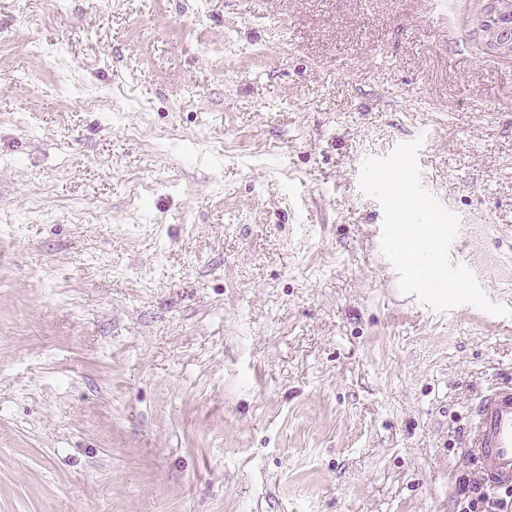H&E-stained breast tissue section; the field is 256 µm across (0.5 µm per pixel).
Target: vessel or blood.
Segmentation results:
<instances>
[{"instance_id": "b4317fda", "label": "vessel or blood", "mask_w": 512, "mask_h": 512, "mask_svg": "<svg viewBox=\"0 0 512 512\" xmlns=\"http://www.w3.org/2000/svg\"><path fill=\"white\" fill-rule=\"evenodd\" d=\"M468 458L482 480L493 487L512 488V386L484 395L475 409Z\"/></svg>"}]
</instances>
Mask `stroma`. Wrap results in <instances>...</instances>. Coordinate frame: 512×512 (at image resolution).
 I'll use <instances>...</instances> for the list:
<instances>
[{"label":"stroma","mask_w":512,"mask_h":512,"mask_svg":"<svg viewBox=\"0 0 512 512\" xmlns=\"http://www.w3.org/2000/svg\"><path fill=\"white\" fill-rule=\"evenodd\" d=\"M477 7L0 0V512H457L512 318L403 293L359 176L423 138L512 307Z\"/></svg>","instance_id":"1"}]
</instances>
